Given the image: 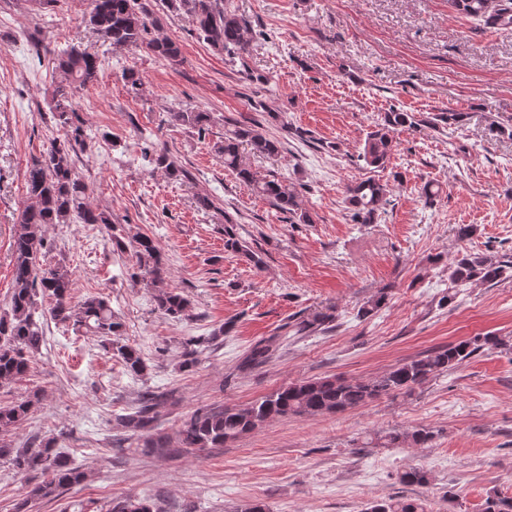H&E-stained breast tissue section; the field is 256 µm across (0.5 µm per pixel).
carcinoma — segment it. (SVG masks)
<instances>
[{
	"instance_id": "1",
	"label": "carcinoma",
	"mask_w": 512,
	"mask_h": 512,
	"mask_svg": "<svg viewBox=\"0 0 512 512\" xmlns=\"http://www.w3.org/2000/svg\"><path fill=\"white\" fill-rule=\"evenodd\" d=\"M459 13L477 17L499 29H512V0H449ZM174 12L187 15L198 35L211 48L239 57L249 53L260 33L237 15L224 9L221 0H166ZM86 25L103 41L114 47L144 50L171 64L181 60V48L175 41L155 34L158 21L153 16L150 0H90L85 16ZM57 69L66 84L56 88L53 112L59 126V136L26 165L25 185L29 203L20 214L11 244L13 276L9 310L0 315V383H9L25 375L31 358L41 351L44 332L40 324L36 297L52 301L47 310L50 319L63 326L71 325L99 336L104 346L116 352L126 372L133 378L146 374L148 365L141 351L129 344H116L112 337L123 334V322L109 301L101 296H88L75 305L71 300V274L61 263L43 269L39 260L47 250L45 237L49 224H103L112 226V214L93 206L85 187L75 171L73 154L85 145L86 133L77 109L73 105V90L98 80L101 62L98 56L74 46L59 51ZM180 125L204 136L215 121L211 112L186 110L172 113ZM419 120L411 112L393 109L384 113L381 122L367 133L359 158L370 168H385L394 150V134L413 129ZM260 155L275 156L281 142L264 134L257 126H236L224 131V138L214 144L224 158V167L243 184L265 198L275 209L288 214L292 224H310V215L299 209L298 196L292 186L278 178H260L246 163L244 147ZM145 157L174 179L188 177L168 152L149 146ZM390 187L374 178L351 183L346 188V201L351 220L370 224L377 212L389 203ZM224 247L240 253L258 267L262 259L242 245L229 227H224ZM123 250L131 247L136 257L139 276L155 288L154 301L166 316L182 319L190 316V300L181 292L166 288L163 282L167 269L161 251L153 238L136 234L129 242L112 239ZM512 267V260L498 259L484 253L459 251L448 266L454 282L493 283ZM336 315L330 309L301 314L291 323L293 335L308 336L332 323ZM485 349L512 351V338L496 334L477 335L468 340L450 343L398 364L386 372L366 380H346L324 376L290 383L238 408L219 406L200 409L185 419L179 430V445L204 451L222 448L227 443L251 433L271 422L289 416L335 414L366 406L394 393L410 394L440 375L456 369ZM271 356L268 340L256 342L242 366L251 368L265 363ZM164 395L145 390L138 395L131 411L118 416L122 427L132 437H148L146 448L157 455L171 452L167 437L156 432L157 408ZM39 402L38 392L7 406H0V430L23 422ZM436 433L428 428L412 432L392 431L385 435L386 444L422 448L432 443ZM52 438L36 448L22 452L0 446V457H9L15 467L24 471L39 470L44 480L28 492L31 498L57 497L81 484L85 472L65 457L55 453ZM112 512H161L148 497L127 498L112 507ZM364 512H426L418 500L377 499L369 502ZM482 512H512V497L492 490L488 492Z\"/></svg>"
}]
</instances>
